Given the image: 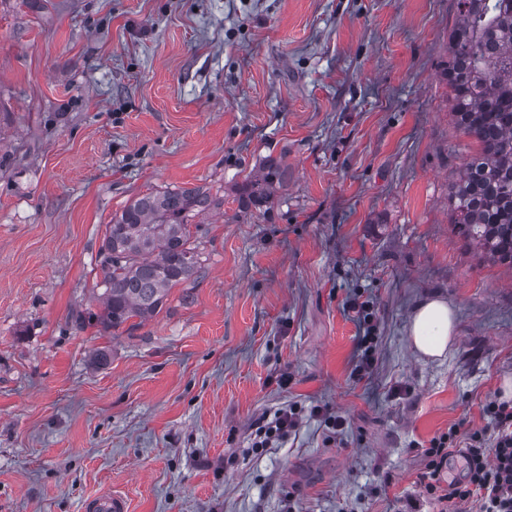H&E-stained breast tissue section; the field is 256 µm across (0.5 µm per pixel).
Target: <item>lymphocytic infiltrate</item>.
<instances>
[{
  "label": "lymphocytic infiltrate",
  "mask_w": 512,
  "mask_h": 512,
  "mask_svg": "<svg viewBox=\"0 0 512 512\" xmlns=\"http://www.w3.org/2000/svg\"><path fill=\"white\" fill-rule=\"evenodd\" d=\"M489 429H474L458 422L431 438L422 452L418 484L438 512H462V505L477 512H512V402L490 396L481 406ZM298 404L278 410L256 428L253 449L262 450L283 440L301 420ZM466 461L462 479L446 480L443 470L453 454Z\"/></svg>",
  "instance_id": "lymphocytic-infiltrate-1"
}]
</instances>
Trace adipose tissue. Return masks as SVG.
<instances>
[{"instance_id":"ef3b65f1","label":"adipose tissue","mask_w":512,"mask_h":512,"mask_svg":"<svg viewBox=\"0 0 512 512\" xmlns=\"http://www.w3.org/2000/svg\"><path fill=\"white\" fill-rule=\"evenodd\" d=\"M454 331V314L446 299L431 296L418 303L409 326V336L420 356H443L453 340Z\"/></svg>"}]
</instances>
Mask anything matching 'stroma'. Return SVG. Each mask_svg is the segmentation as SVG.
I'll list each match as a JSON object with an SVG mask.
<instances>
[{"label":"stroma","mask_w":512,"mask_h":512,"mask_svg":"<svg viewBox=\"0 0 512 512\" xmlns=\"http://www.w3.org/2000/svg\"><path fill=\"white\" fill-rule=\"evenodd\" d=\"M455 20V0H0V512L104 491L129 512H433L423 445L486 426L512 378V271L449 225L478 149L443 76ZM272 161L271 206L240 211ZM199 186L224 205L197 279L135 328L76 327L113 215ZM433 294L456 326L427 359L408 330ZM294 402L296 430L252 451ZM311 413L321 419L323 426L329 433L328 438L333 439L346 425V419L343 416L332 412L326 406L315 405L311 408Z\"/></svg>","instance_id":"obj_1"}]
</instances>
